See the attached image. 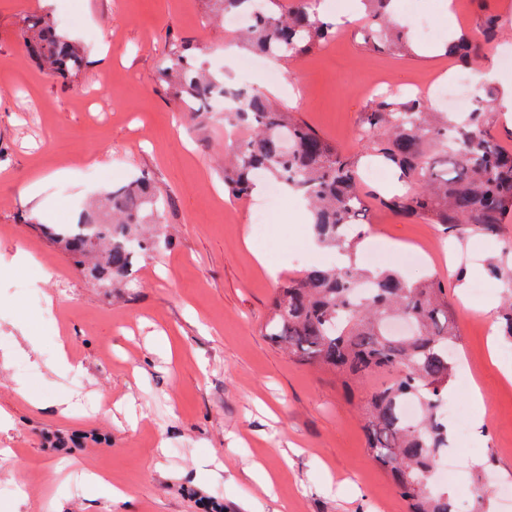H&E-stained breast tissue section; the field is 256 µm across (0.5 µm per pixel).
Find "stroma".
<instances>
[{
    "label": "stroma",
    "instance_id": "stroma-1",
    "mask_svg": "<svg viewBox=\"0 0 512 512\" xmlns=\"http://www.w3.org/2000/svg\"><path fill=\"white\" fill-rule=\"evenodd\" d=\"M443 0H395L393 17L410 37L402 49H369L364 23L300 59L261 58L251 68L225 60L234 37L214 0H0V254L28 263L0 270V512H405L386 473L366 451L355 403L335 377L289 358L265 335L270 301L283 279L333 263L313 244L297 202L271 200L257 232L252 195L224 203V127L198 124L173 83L159 79L172 44L187 41L195 62L227 82L268 91L348 154L364 151L362 120L373 100L360 89L375 76L391 91L421 76L460 72L442 45L478 35L487 16L499 38L483 46L484 66L512 81V0H468L450 13ZM48 16L81 44L76 75H47L23 41L25 16ZM432 25L429 39L414 32ZM38 177L35 198L21 194ZM146 177L165 200L160 253L140 255L123 288L91 282L40 224L64 227L112 188ZM363 250L381 247L382 268L406 278L436 277L461 333L463 362L451 386L467 424L483 422L447 487L512 484V367L497 312L500 300L485 260L512 247V222L497 235L444 238L438 225L409 221L368 205ZM266 256L258 264L247 242ZM254 247V248H255ZM481 294L471 295L474 283ZM37 350L17 349L21 335ZM179 354L168 357L162 336ZM84 374L58 369L60 351ZM41 399L32 410L18 384ZM480 385L483 407L469 399ZM79 393L83 415L65 418L54 401ZM165 455H157L158 446ZM278 471L274 494L261 491L255 463ZM221 477H213L216 464ZM104 474L129 499L88 498L72 470Z\"/></svg>",
    "mask_w": 512,
    "mask_h": 512
}]
</instances>
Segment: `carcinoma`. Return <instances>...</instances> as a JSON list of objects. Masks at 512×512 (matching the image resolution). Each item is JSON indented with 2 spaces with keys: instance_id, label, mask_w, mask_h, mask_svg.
I'll list each match as a JSON object with an SVG mask.
<instances>
[{
  "instance_id": "1",
  "label": "carcinoma",
  "mask_w": 512,
  "mask_h": 512,
  "mask_svg": "<svg viewBox=\"0 0 512 512\" xmlns=\"http://www.w3.org/2000/svg\"><path fill=\"white\" fill-rule=\"evenodd\" d=\"M276 0H220L224 13L243 12L253 23L241 31L251 51L298 56L336 37V23L320 16L309 0L273 9ZM392 0H361L371 20L372 43L404 48L407 39L392 20ZM28 53L50 75L77 74L84 64L79 46L44 15L24 19ZM476 47L462 39L448 45L450 56L472 58ZM176 73V94L194 103L224 81L192 64L188 47L175 43L162 79ZM239 111L224 116L244 130L224 145V191L237 199L252 189L253 171L264 169L308 204L311 230L329 248L351 252L365 207L359 177L361 157L343 153L293 112H285L257 91L235 89ZM493 94L466 116L433 112L421 95H383L364 115V156L391 170L405 186L401 194L378 191L372 199L402 218H421L445 236L470 230L495 235L512 215V151L487 131ZM162 218L159 199L148 179L136 178L112 190L106 211L89 215L93 228L74 224L49 231L91 279L107 286L128 280L139 251H153L161 240L142 225ZM490 276L512 282L508 252L489 264ZM267 337L305 365L335 374L351 389L366 377L379 385L360 392L358 410L367 452L390 477L408 512H457L448 490L438 488L432 471L452 443L448 385L459 328L448 308V291L431 277L409 282L397 271H366L349 263L311 267L284 280L271 303ZM502 336L512 342V289L500 311ZM418 402L411 420L406 402Z\"/></svg>"
}]
</instances>
